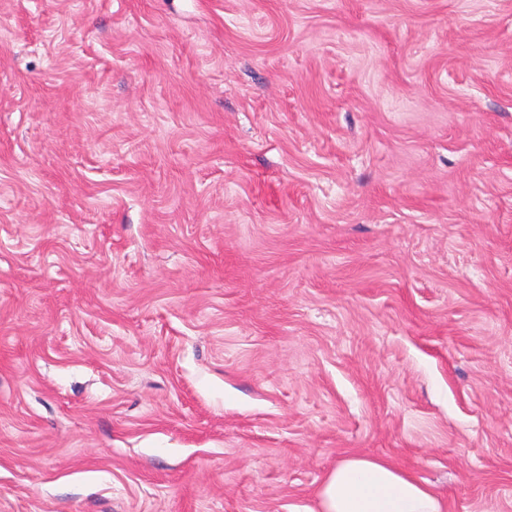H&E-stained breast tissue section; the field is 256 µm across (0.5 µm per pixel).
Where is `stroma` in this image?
Listing matches in <instances>:
<instances>
[{"label": "stroma", "mask_w": 512, "mask_h": 512, "mask_svg": "<svg viewBox=\"0 0 512 512\" xmlns=\"http://www.w3.org/2000/svg\"><path fill=\"white\" fill-rule=\"evenodd\" d=\"M353 455L512 512V0H0V512Z\"/></svg>", "instance_id": "stroma-1"}]
</instances>
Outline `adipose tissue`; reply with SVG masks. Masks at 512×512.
<instances>
[{"mask_svg": "<svg viewBox=\"0 0 512 512\" xmlns=\"http://www.w3.org/2000/svg\"><path fill=\"white\" fill-rule=\"evenodd\" d=\"M318 512H446L427 485L392 463L352 456L332 468L316 489Z\"/></svg>", "mask_w": 512, "mask_h": 512, "instance_id": "adipose-tissue-1", "label": "adipose tissue"}]
</instances>
